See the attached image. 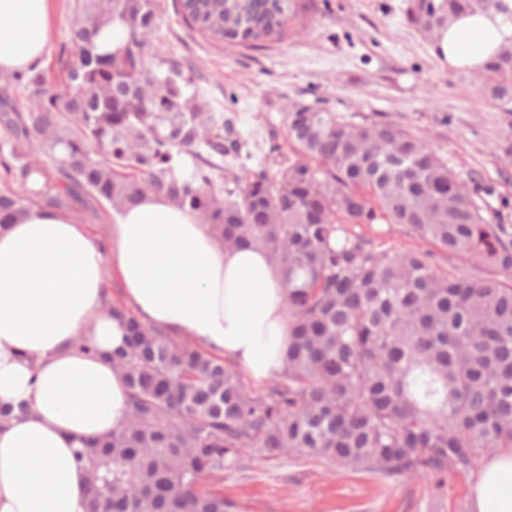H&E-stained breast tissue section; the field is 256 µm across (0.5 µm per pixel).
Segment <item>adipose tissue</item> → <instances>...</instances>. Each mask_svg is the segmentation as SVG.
Masks as SVG:
<instances>
[{
  "label": "adipose tissue",
  "instance_id": "ef3b65f1",
  "mask_svg": "<svg viewBox=\"0 0 512 512\" xmlns=\"http://www.w3.org/2000/svg\"><path fill=\"white\" fill-rule=\"evenodd\" d=\"M50 2L0 0V72L43 66ZM508 46L512 0L460 14L435 37L439 62L467 72ZM110 233L106 255L76 213L38 205L0 229V404H31L0 422V512H83L87 477L74 450L127 421L111 359L127 329L110 278L143 324L258 382L284 370L286 290L266 250L225 247L192 211L152 193L118 212ZM470 494L474 512H512V450L481 462Z\"/></svg>",
  "mask_w": 512,
  "mask_h": 512
}]
</instances>
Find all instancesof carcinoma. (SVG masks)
I'll use <instances>...</instances> for the list:
<instances>
[{"mask_svg":"<svg viewBox=\"0 0 512 512\" xmlns=\"http://www.w3.org/2000/svg\"><path fill=\"white\" fill-rule=\"evenodd\" d=\"M180 2L217 41L256 43L288 24L280 0ZM494 2L413 0L408 22L432 40L457 13ZM157 16L158 0H75L57 55L64 82L41 70L3 75L0 225L33 205L88 198L118 212L148 192L187 207L224 245L274 258L287 288L286 367L251 394L224 358L128 316V348L112 359L129 389L127 422L76 452L86 512H240L223 472L248 450L442 486L512 448V234L477 203L481 180L467 187L394 123L304 106L287 116L299 160L220 188L217 160L240 142L200 89L186 93L189 61L145 53ZM116 23L128 39L98 51ZM482 85L509 111L512 54L486 66ZM183 154L201 159L188 177L177 171ZM379 218L471 272L441 271L428 251H379L345 228Z\"/></svg>","mask_w":512,"mask_h":512,"instance_id":"obj_1","label":"carcinoma"}]
</instances>
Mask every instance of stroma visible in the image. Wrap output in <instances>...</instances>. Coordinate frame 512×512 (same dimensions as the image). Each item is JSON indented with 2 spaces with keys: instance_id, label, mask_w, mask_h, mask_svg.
<instances>
[{
  "instance_id": "obj_1",
  "label": "stroma",
  "mask_w": 512,
  "mask_h": 512,
  "mask_svg": "<svg viewBox=\"0 0 512 512\" xmlns=\"http://www.w3.org/2000/svg\"><path fill=\"white\" fill-rule=\"evenodd\" d=\"M151 50L187 58L194 81L244 147L225 158L224 179L243 170L275 175L297 154L288 140L289 106L316 105L346 120L390 121L447 159L461 179L477 174V201L492 223L512 231V112L483 92L478 77L443 67L432 41L405 18L408 0H288V25L277 40L253 45L210 40L189 27L174 0H160ZM353 232L381 250L424 248L404 226L378 220ZM475 469L449 473L444 488L429 478L385 479L321 459H267L245 453L223 474L224 494L244 512H473Z\"/></svg>"
}]
</instances>
